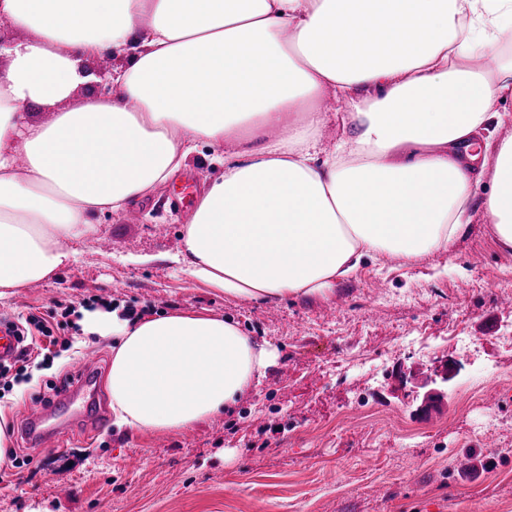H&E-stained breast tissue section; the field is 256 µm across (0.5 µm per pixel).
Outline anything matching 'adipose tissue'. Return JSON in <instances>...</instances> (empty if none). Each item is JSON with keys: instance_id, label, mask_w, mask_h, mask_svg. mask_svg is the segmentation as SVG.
Wrapping results in <instances>:
<instances>
[{"instance_id": "ef3b65f1", "label": "adipose tissue", "mask_w": 512, "mask_h": 512, "mask_svg": "<svg viewBox=\"0 0 512 512\" xmlns=\"http://www.w3.org/2000/svg\"><path fill=\"white\" fill-rule=\"evenodd\" d=\"M2 19L21 36L0 46V301L73 262L91 214L228 141L242 149L175 258L226 294L313 295L368 260L451 252L477 210L512 249V135H495L512 124V0H0ZM106 48L128 58L101 79L86 64ZM327 96L346 105L329 148ZM89 324L112 339V411L136 431L232 410L278 359L190 310Z\"/></svg>"}]
</instances>
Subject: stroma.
<instances>
[{
    "label": "stroma",
    "instance_id": "1",
    "mask_svg": "<svg viewBox=\"0 0 512 512\" xmlns=\"http://www.w3.org/2000/svg\"><path fill=\"white\" fill-rule=\"evenodd\" d=\"M230 151L200 147L179 178L122 213L92 214L73 263L0 303L15 319L70 308L72 342L42 351L0 398V426L26 458L27 408L91 348L108 393L112 341L79 329L92 298L234 319L278 350L276 365L233 411L174 435L89 427L98 402L77 400L54 420L65 448L0 479V512H512V249L477 214L452 252L369 263L318 295L218 293L172 257ZM461 336L474 342L465 354ZM446 369V395L430 396Z\"/></svg>",
    "mask_w": 512,
    "mask_h": 512
}]
</instances>
